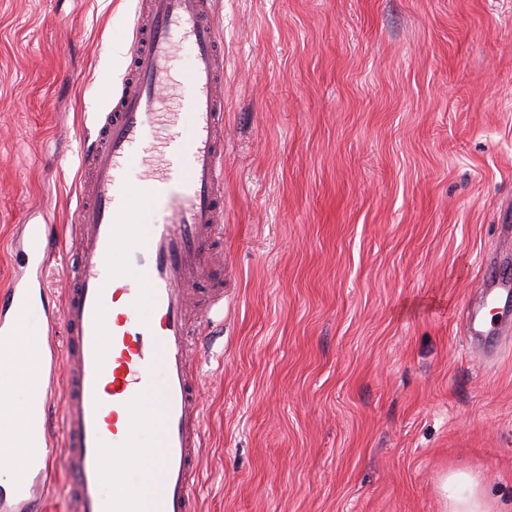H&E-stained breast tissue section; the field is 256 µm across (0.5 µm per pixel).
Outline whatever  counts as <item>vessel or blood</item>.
<instances>
[{"instance_id": "b4317fda", "label": "vessel or blood", "mask_w": 512, "mask_h": 512, "mask_svg": "<svg viewBox=\"0 0 512 512\" xmlns=\"http://www.w3.org/2000/svg\"><path fill=\"white\" fill-rule=\"evenodd\" d=\"M130 76L88 140L92 172L81 187L71 231L76 265L57 310L46 311L42 349L51 353L46 403L24 418L40 453L25 476L0 496V512H42L58 469L69 476L74 512H198L204 406L196 366L199 326L224 303L211 274V251L224 236V54L211 0H145ZM190 54L181 122L167 119L162 93L173 83L169 62L179 45ZM179 144L178 165H153L158 145ZM149 164L142 187L157 216L139 232V209L123 171L135 154ZM35 270L53 246L47 226L32 224L24 241ZM122 263H114L115 254ZM28 281L0 295V363L10 364L14 318L35 307ZM512 302V279L480 283L467 314L472 341L484 342L486 310ZM156 432L152 466L135 492L103 494L113 455L135 464L141 430Z\"/></svg>"}]
</instances>
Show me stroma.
Masks as SVG:
<instances>
[{"mask_svg": "<svg viewBox=\"0 0 512 512\" xmlns=\"http://www.w3.org/2000/svg\"><path fill=\"white\" fill-rule=\"evenodd\" d=\"M224 42V332L198 354L200 512L512 505V0H215ZM137 0H0V288L17 225L70 217L125 78ZM477 302L472 304L467 314V334L473 342H485L489 336L486 330V309L504 302V307L512 303V279H486L479 285ZM443 503L441 512H500L486 497L479 477L471 472L454 471L446 475L440 485Z\"/></svg>", "mask_w": 512, "mask_h": 512, "instance_id": "35a3bbf8", "label": "stroma"}]
</instances>
